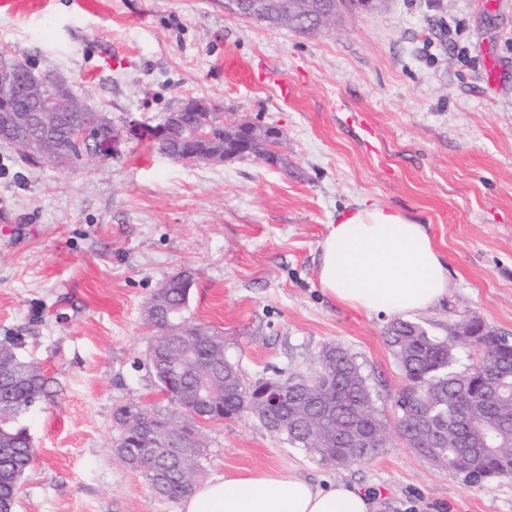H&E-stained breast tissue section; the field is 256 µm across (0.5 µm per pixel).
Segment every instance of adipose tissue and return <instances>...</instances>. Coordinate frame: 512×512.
I'll list each match as a JSON object with an SVG mask.
<instances>
[{
    "label": "adipose tissue",
    "instance_id": "adipose-tissue-1",
    "mask_svg": "<svg viewBox=\"0 0 512 512\" xmlns=\"http://www.w3.org/2000/svg\"><path fill=\"white\" fill-rule=\"evenodd\" d=\"M319 282L341 304L407 316L443 301L448 268L423 225L377 204L339 214L320 243ZM379 501L338 482L319 486L290 471H255L208 481L178 512H378Z\"/></svg>",
    "mask_w": 512,
    "mask_h": 512
}]
</instances>
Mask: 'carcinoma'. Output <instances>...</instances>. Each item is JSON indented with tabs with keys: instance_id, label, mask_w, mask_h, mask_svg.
I'll use <instances>...</instances> for the list:
<instances>
[{
	"instance_id": "cac0c4a2",
	"label": "carcinoma",
	"mask_w": 512,
	"mask_h": 512,
	"mask_svg": "<svg viewBox=\"0 0 512 512\" xmlns=\"http://www.w3.org/2000/svg\"><path fill=\"white\" fill-rule=\"evenodd\" d=\"M333 17L313 15L307 27L278 17L274 25L306 35L322 30ZM71 114L63 113L49 130L34 127L30 136L48 140L51 150L70 155L75 163L82 157L108 159L110 153H98L68 140ZM195 127L193 113H184L185 143L157 142V151L173 160L186 157L188 145L196 154L208 152L212 143L224 144V153L235 159L277 155L272 149L280 141L257 137L251 151L245 153L226 139L230 125L224 113L214 115L210 139L191 136ZM194 275L179 271L167 280L166 307L183 317L187 310ZM467 336L450 329L448 339L438 340L413 322L395 319L386 328V344L400 368L403 385L393 396L391 407L396 417L389 422L377 405L378 396L364 374L362 365L346 348L330 344L319 355V367L312 375L293 371L274 377L245 382L233 368L215 377L210 404L197 410L206 420L236 418L243 413L256 416L271 431L286 436L288 444L304 450L336 469H342L374 456L385 447L390 432L397 434L418 455L435 466L463 475L474 485L488 486L512 475V341L478 317ZM157 331L155 340L167 342L171 356H179L181 340L168 335L166 314L149 321ZM185 336L195 340L199 354H224V349L204 348L211 333L198 327H185ZM467 344L475 351L473 362L457 368L456 348ZM161 392L184 412L189 411L192 390L198 373L190 366L177 378L169 367L151 364ZM49 378L35 366L18 360L11 375L0 380L10 403L0 406V436L8 440L0 450V512H12L15 492L31 466L35 448L20 416L50 395ZM288 386V398L276 408H267L261 397L271 386ZM121 430L114 445L117 458L147 481L152 493L177 500L193 490L201 478L200 457L203 443L185 452L170 444H155L147 437L154 425L165 420L157 411L139 405H120L113 413Z\"/></svg>"
}]
</instances>
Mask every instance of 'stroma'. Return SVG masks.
Returning <instances> with one entry per match:
<instances>
[{"mask_svg": "<svg viewBox=\"0 0 512 512\" xmlns=\"http://www.w3.org/2000/svg\"><path fill=\"white\" fill-rule=\"evenodd\" d=\"M0 53L65 79L124 135L100 163L28 162L0 143V342L52 381L22 417L37 458L14 512H177L113 455V410L183 420L148 364L144 307L186 268L188 323L221 336L244 381L313 372L338 343L389 408V317L319 282L327 226L357 202L424 225L444 257L450 292L414 322L443 340L477 316L512 337V0H372L306 36L224 0H0ZM230 60L265 82L236 81ZM189 96L279 128L286 168L174 161L127 135ZM193 424L209 480L292 467L374 492L380 512H512V476L469 485L395 434L337 470L249 414Z\"/></svg>", "mask_w": 512, "mask_h": 512, "instance_id": "stroma-1", "label": "stroma"}]
</instances>
